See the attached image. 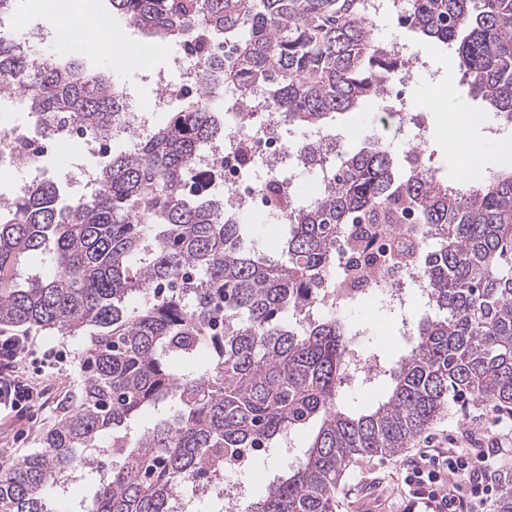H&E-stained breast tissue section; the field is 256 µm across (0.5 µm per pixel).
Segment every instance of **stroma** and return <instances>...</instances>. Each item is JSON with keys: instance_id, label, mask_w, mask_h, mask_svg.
<instances>
[{"instance_id": "stroma-1", "label": "stroma", "mask_w": 512, "mask_h": 512, "mask_svg": "<svg viewBox=\"0 0 512 512\" xmlns=\"http://www.w3.org/2000/svg\"><path fill=\"white\" fill-rule=\"evenodd\" d=\"M70 3L69 15L54 20L50 17L47 0H18V13L42 33L40 51L66 55L82 50L85 65L109 73L113 81L126 88L130 100L150 99L155 90L151 76L169 69L170 59L178 50L177 45L150 41L137 28L116 17L112 20V27L120 37L114 41L112 50L122 51V59L111 57V50H86L84 38L74 36L73 31L80 26L85 11H109V2L70 0ZM372 30L386 37L402 39L427 61L426 69L412 85L404 88L402 100L409 113L421 115L424 120L423 147L440 177L452 184L459 181L452 165L454 127L442 116L443 110L451 104L466 112L484 114V122L472 128V136L488 147L493 157L491 170L512 168V139L491 138L487 124L494 121V112L485 101L467 97L454 49L439 42H418L415 32L390 16L375 20ZM380 103V98L376 97L366 101L359 110L333 117L328 123V130L341 139L345 151H356L375 142L387 147L396 162H403L402 147L391 142L387 131L375 121ZM132 148V141L121 136L110 139L106 154L95 156L86 155L74 143H61L44 155L38 165L0 176V197L11 196L14 183L21 180L45 178L72 188L73 176L95 169L104 162L106 155H117ZM344 315L361 323L364 335L359 346L364 351L379 353L393 361L407 353L408 342L399 332V321L388 311L363 301L345 309ZM32 338L33 344L24 366L30 375L40 377L48 385L49 396L45 403L26 410L23 420L0 421V455L5 457L19 458L37 449L42 433L55 423L61 401L73 390L80 377V363L88 345L86 337H64L47 331L33 332ZM466 429L492 436L512 433V419L488 407L463 411L453 405L426 435L414 439L412 445L420 448L427 440L440 437L442 432ZM290 460V455L279 448L256 452L249 469L240 475L245 487L243 503H250L259 495L268 480L283 471ZM399 465V458L393 456L355 458L336 491L335 512H385L384 502L392 492Z\"/></svg>"}]
</instances>
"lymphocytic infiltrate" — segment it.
<instances>
[{
	"mask_svg": "<svg viewBox=\"0 0 512 512\" xmlns=\"http://www.w3.org/2000/svg\"><path fill=\"white\" fill-rule=\"evenodd\" d=\"M32 339L0 332V415L22 417L43 400L40 382L24 369ZM456 448H421L398 472L400 498L391 512H485L497 494L504 472L500 461L512 452V441L493 439L483 447L471 431Z\"/></svg>",
	"mask_w": 512,
	"mask_h": 512,
	"instance_id": "f902f5d3",
	"label": "lymphocytic infiltrate"
}]
</instances>
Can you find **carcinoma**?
I'll use <instances>...</instances> for the list:
<instances>
[{
  "label": "carcinoma",
  "mask_w": 512,
  "mask_h": 512,
  "mask_svg": "<svg viewBox=\"0 0 512 512\" xmlns=\"http://www.w3.org/2000/svg\"><path fill=\"white\" fill-rule=\"evenodd\" d=\"M109 4L156 42L197 41L207 62L200 93L98 166L89 195L70 198L42 179L0 204V327L94 329L43 449L0 457V512H54L58 488L98 470L102 448L120 461L97 475L80 512H169L198 474H222L247 449L310 428L302 454L245 512H334L352 458L400 454L450 405L512 416V171L462 189L427 165L400 174L377 144L344 152L328 192L286 202L281 259L245 249L243 225L224 218L219 199L186 190L222 134L210 103L226 85L243 101L264 91L278 121L306 129L383 93L398 59L371 38L365 0ZM400 22L454 47L468 94L512 124V0H406ZM110 86L79 57L36 53L0 26V97L22 96L44 130L60 120L112 138L126 103ZM397 213L434 236L417 256L432 314L408 354L372 356L383 395L347 411L339 397L361 331L318 306L340 229ZM38 253L55 275L21 278ZM204 349L213 363L183 372ZM148 412L154 423L134 432Z\"/></svg>",
  "instance_id": "cac0c4a2"
}]
</instances>
